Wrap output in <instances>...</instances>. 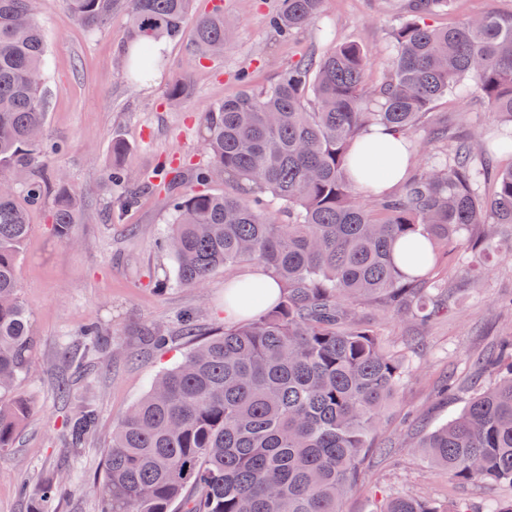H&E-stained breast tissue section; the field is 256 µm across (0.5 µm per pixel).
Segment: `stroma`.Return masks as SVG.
Listing matches in <instances>:
<instances>
[{
	"mask_svg": "<svg viewBox=\"0 0 512 512\" xmlns=\"http://www.w3.org/2000/svg\"><path fill=\"white\" fill-rule=\"evenodd\" d=\"M232 20V39L223 55L198 58L189 36L166 42L164 64L155 78L134 85L119 75L127 41L126 16L116 11L106 29L91 34L74 18L65 0H44L38 15L47 42L44 95L46 135L58 145L51 162L81 200L78 239L64 243L48 229L50 201L32 207L33 231L19 267V297L32 316L37 345L32 363L17 384L31 404L14 444L0 457V512H32L42 485L63 479L50 512H100L93 483L104 477L105 449L117 419L148 391L151 382L181 360L189 347L183 318H192L200 337L224 326L223 270L203 287L175 284L174 259L163 240L170 214L164 206L159 161L202 165L198 114L235 94L241 77L254 88L273 83L298 53H319L323 31L336 41L354 40L370 51L367 79L378 84L398 13L396 0H325L317 25L293 40L269 25L279 0H221ZM189 83L180 104L165 98L174 80ZM436 117L459 134L493 123L492 113L475 103H440ZM130 144L126 169L151 177L154 188L137 204L111 212L117 188L106 179L113 137ZM448 263L446 308L426 324L402 318L379 301L356 307V318L377 331L381 345L402 355L407 376L388 404L383 423L371 437L372 449L361 477L342 501L341 512H376L390 496L429 497L448 505H483L512 493L474 483L458 486L432 466L419 435L458 415L493 382L486 360L497 343L512 336V250L485 257L461 246ZM484 267L480 281H467L462 266ZM104 331L109 359L65 364L87 324ZM158 330L166 348L145 344ZM75 380L61 400V374ZM92 406L98 423L82 447H71L63 422L73 409Z\"/></svg>",
	"mask_w": 512,
	"mask_h": 512,
	"instance_id": "stroma-1",
	"label": "stroma"
}]
</instances>
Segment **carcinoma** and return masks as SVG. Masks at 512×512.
<instances>
[{
	"label": "carcinoma",
	"instance_id": "carcinoma-1",
	"mask_svg": "<svg viewBox=\"0 0 512 512\" xmlns=\"http://www.w3.org/2000/svg\"><path fill=\"white\" fill-rule=\"evenodd\" d=\"M39 0H0V454L13 447L29 403L15 385L35 351L31 315L18 293V261L31 233L29 209L53 199L50 231L74 239L80 203L47 161L42 91L46 43ZM325 0H282L271 25L293 36L317 24ZM79 23L106 28L128 14L121 77L148 80L162 65L156 44L189 32L198 56L224 51V10L192 15L194 0H66ZM454 0H410L393 30L384 80L367 83L368 54L358 42H328L301 53L274 83L200 113L205 167L160 164L171 226L166 248L175 280L201 286L218 268L232 275L257 265L279 286L233 282L254 318L192 339L182 360L113 425L101 512H341L369 434L407 375L374 333L348 327L350 304L384 296L426 319L446 289L428 275L448 247L482 227L480 243L501 241L493 224H512V165L493 170L492 154L512 159V12L493 6L445 27ZM480 100L496 124L457 135L437 121L442 100ZM429 127L428 138L412 134ZM373 128L404 137L402 160L425 162L394 196L373 190L392 167L362 166L370 189L353 182V147ZM128 144L112 139L108 180L124 188L122 209L137 201L120 164ZM222 179L232 192H210ZM371 197L368 209L360 195ZM101 330L88 325L67 363L103 354ZM502 350L497 381L458 417L419 437L430 462L456 484L512 487V354ZM96 419L86 406L65 421L73 447ZM381 512H474L430 498L390 497Z\"/></svg>",
	"mask_w": 512,
	"mask_h": 512
}]
</instances>
